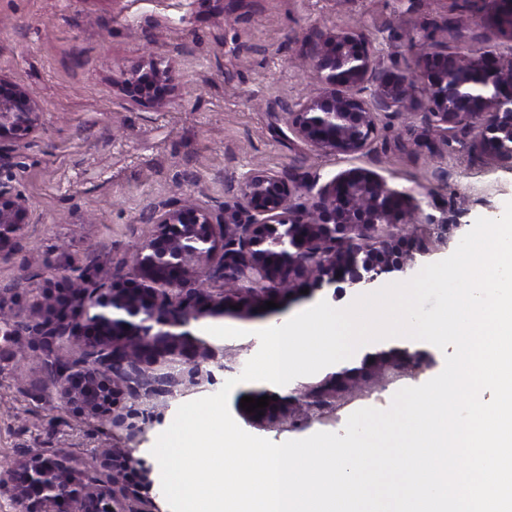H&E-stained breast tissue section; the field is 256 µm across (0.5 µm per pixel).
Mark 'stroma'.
Here are the masks:
<instances>
[{
  "label": "stroma",
  "mask_w": 512,
  "mask_h": 512,
  "mask_svg": "<svg viewBox=\"0 0 512 512\" xmlns=\"http://www.w3.org/2000/svg\"><path fill=\"white\" fill-rule=\"evenodd\" d=\"M363 33L384 66L415 68L421 48L443 42L466 49L488 30L485 0H0V75L23 86L41 108L35 133L22 140L8 169L28 203L24 233L0 253V310L25 320L42 289L66 293L76 270L95 268L97 281L131 269L135 246L155 232L154 211L191 199L218 210L233 201L243 173L259 169L325 184L342 171L364 168L390 187L422 196L431 224H413L428 253L411 267L382 274L370 291L405 282L425 265L453 253L477 218H500L512 201V170L470 147L472 131L449 141L426 135L421 114L383 113L370 147L328 155L298 140L283 121L306 93L321 89L309 66L310 38L319 31ZM155 59L171 64L169 107H129L122 84ZM356 290L324 286L244 320L230 315L190 322L192 337L223 349L212 381L190 384V372L170 395L144 402L151 419L137 437L124 427L75 416L58 399L30 337L0 335V467L31 448H60L90 457L131 449L152 469V486L128 491L135 512H170L152 448L178 407L217 393L241 374L259 349L256 329L273 326L324 300L350 305ZM240 338L211 335L217 326ZM414 373L394 371L330 396L325 405L264 426L240 412L251 383L232 389L229 411L246 432L275 443L319 431L342 432L358 409L388 408L401 388L438 375L444 354Z\"/></svg>",
  "instance_id": "stroma-1"
}]
</instances>
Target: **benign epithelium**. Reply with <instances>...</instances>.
Returning <instances> with one entry per match:
<instances>
[{
	"label": "benign epithelium",
	"instance_id": "1",
	"mask_svg": "<svg viewBox=\"0 0 512 512\" xmlns=\"http://www.w3.org/2000/svg\"><path fill=\"white\" fill-rule=\"evenodd\" d=\"M493 28L476 55L446 45L416 57L421 80L382 66L372 44L343 30L317 33L308 59L323 90L301 99L284 117L288 130L324 154L364 151L378 133L377 114L417 107L425 132L448 140L456 127L477 132L471 147L495 164H512V56L493 45L497 34H512V0H499ZM123 91L134 107L171 102L169 67L151 60L129 74ZM39 107L22 86L0 75V162L16 141L38 128ZM28 208L12 178L0 177V252L27 224ZM433 223L411 194L392 189L377 174L353 168L300 193L290 175L252 169L240 180V194L218 211L190 201H172L156 210L157 231L137 249L131 271L112 273L108 283L72 288L68 299L50 295L35 305L29 327L38 336L44 364L65 406L92 419L142 431L135 401L158 395L149 369L180 358L203 375L216 360L213 347L195 344L183 330L190 321L233 315L252 316L277 297L313 295L325 285L362 288L393 270H405L418 242L404 250L386 226L398 219ZM221 282L228 292L215 297L200 282ZM77 348L65 356L64 344ZM431 357L423 351L392 348L367 353L361 366L345 367L321 386H303L269 400L261 412H244L256 424L274 422L319 406L326 385L352 388L370 376L384 377L404 366L420 370ZM150 469L129 449L104 453L99 467L82 465L62 449L40 448L15 460L0 478V493L22 512H133L114 507L119 481Z\"/></svg>",
	"mask_w": 512,
	"mask_h": 512
}]
</instances>
